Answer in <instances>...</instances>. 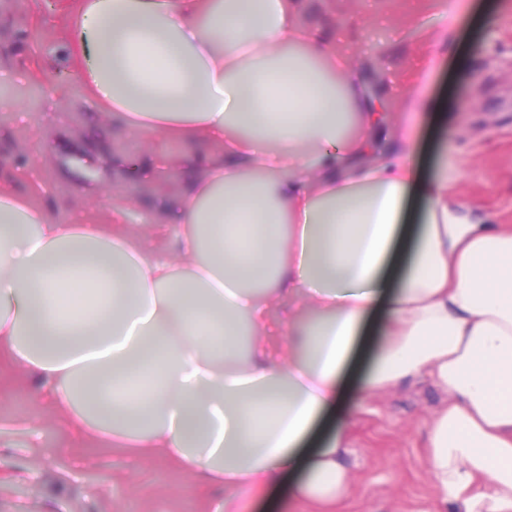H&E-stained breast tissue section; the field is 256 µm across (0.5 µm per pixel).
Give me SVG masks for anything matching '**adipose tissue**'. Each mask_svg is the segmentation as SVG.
<instances>
[{"mask_svg":"<svg viewBox=\"0 0 512 512\" xmlns=\"http://www.w3.org/2000/svg\"><path fill=\"white\" fill-rule=\"evenodd\" d=\"M297 0H76L69 51L101 116L213 146L149 255L124 213L58 224L0 176V350L80 434L176 459L224 512L349 488L339 377L387 327L365 392L451 397L425 465L460 512H512V228L459 216ZM427 201L426 210L414 199ZM331 437L312 440L315 423Z\"/></svg>","mask_w":512,"mask_h":512,"instance_id":"adipose-tissue-1","label":"adipose tissue"}]
</instances>
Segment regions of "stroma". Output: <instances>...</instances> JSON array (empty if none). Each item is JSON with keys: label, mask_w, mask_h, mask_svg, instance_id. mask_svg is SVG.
Masks as SVG:
<instances>
[{"label": "stroma", "mask_w": 512, "mask_h": 512, "mask_svg": "<svg viewBox=\"0 0 512 512\" xmlns=\"http://www.w3.org/2000/svg\"><path fill=\"white\" fill-rule=\"evenodd\" d=\"M67 0H0V171L31 204L61 223L96 224L119 205L132 232L160 223L179 198L174 163L198 144L133 131L119 117L95 120L66 45ZM299 23L351 57L375 103L412 124L415 154L432 166L447 153L448 198L485 224L512 226V0L479 37L468 18L481 0H304ZM466 48L457 62L446 44ZM454 93L444 135L427 106ZM384 339L362 337L344 384L358 407L342 456L352 487L335 512H457L425 467L427 426L445 396L428 381L360 395ZM0 512H224V493L190 482L177 461L117 446L85 445L59 422L30 375L0 352Z\"/></svg>", "instance_id": "stroma-1"}]
</instances>
